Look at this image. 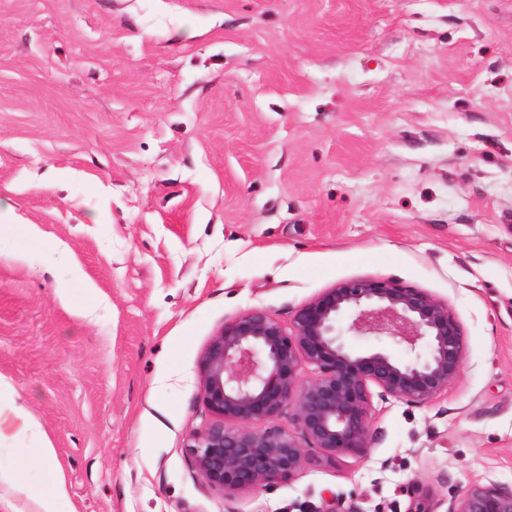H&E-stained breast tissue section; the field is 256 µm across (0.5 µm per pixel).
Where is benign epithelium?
<instances>
[{
	"label": "benign epithelium",
	"instance_id": "obj_1",
	"mask_svg": "<svg viewBox=\"0 0 512 512\" xmlns=\"http://www.w3.org/2000/svg\"><path fill=\"white\" fill-rule=\"evenodd\" d=\"M347 331L389 337L412 357L353 352ZM463 362L461 328L448 304L394 280L340 282L297 309L287 329L252 308L225 322L202 355V391L214 419L190 435L186 453L211 489L234 495L270 488L291 480L315 449L330 458L367 455L372 389L427 403L448 391ZM303 363L314 369L305 382ZM287 404L301 436L252 427ZM448 512H512V490L472 487Z\"/></svg>",
	"mask_w": 512,
	"mask_h": 512
}]
</instances>
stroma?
Segmentation results:
<instances>
[{
    "mask_svg": "<svg viewBox=\"0 0 512 512\" xmlns=\"http://www.w3.org/2000/svg\"><path fill=\"white\" fill-rule=\"evenodd\" d=\"M0 471L58 512H447L512 489V0H0ZM448 304L460 376L367 456L228 497L185 451L212 337L337 283ZM51 445L52 469L23 466ZM67 497L66 483L61 474L56 472L52 481L37 496L38 512H58L56 510L59 500ZM448 512H512V490L472 487L452 500Z\"/></svg>",
    "mask_w": 512,
    "mask_h": 512,
    "instance_id": "stroma-1",
    "label": "stroma"
}]
</instances>
